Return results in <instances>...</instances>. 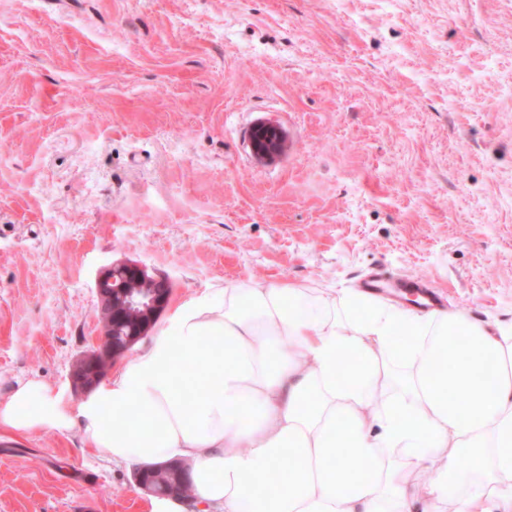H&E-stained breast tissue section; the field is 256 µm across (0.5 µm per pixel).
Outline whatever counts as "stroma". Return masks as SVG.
Masks as SVG:
<instances>
[{
  "instance_id": "obj_1",
  "label": "stroma",
  "mask_w": 512,
  "mask_h": 512,
  "mask_svg": "<svg viewBox=\"0 0 512 512\" xmlns=\"http://www.w3.org/2000/svg\"><path fill=\"white\" fill-rule=\"evenodd\" d=\"M122 258L175 306L382 268L512 323V0H0V398L79 401ZM135 470L1 435L0 512H145ZM284 143V131L280 126L272 122H258L250 132V150L261 159L271 160L280 155L283 151Z\"/></svg>"
}]
</instances>
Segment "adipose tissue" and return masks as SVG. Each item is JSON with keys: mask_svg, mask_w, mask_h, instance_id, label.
Returning <instances> with one entry per match:
<instances>
[{"mask_svg": "<svg viewBox=\"0 0 512 512\" xmlns=\"http://www.w3.org/2000/svg\"><path fill=\"white\" fill-rule=\"evenodd\" d=\"M39 430L116 466L187 464L193 497L148 512H512V324L228 283L80 403L35 378L0 399V431Z\"/></svg>", "mask_w": 512, "mask_h": 512, "instance_id": "obj_1", "label": "adipose tissue"}]
</instances>
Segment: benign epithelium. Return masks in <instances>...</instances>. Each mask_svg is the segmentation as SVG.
Returning <instances> with one entry per match:
<instances>
[{
  "label": "benign epithelium",
  "mask_w": 512,
  "mask_h": 512,
  "mask_svg": "<svg viewBox=\"0 0 512 512\" xmlns=\"http://www.w3.org/2000/svg\"><path fill=\"white\" fill-rule=\"evenodd\" d=\"M284 143V131L272 122H258L250 132V150L261 159L271 160L280 155ZM95 290L101 314V337L112 335L121 326L122 311L136 314L137 325L124 341H114L108 348L97 346L76 361L72 384L81 392H88L100 383L109 364L127 355L138 341L152 333L172 296V285L168 280L153 275L145 266L130 260L103 267L97 274Z\"/></svg>",
  "instance_id": "obj_1"
}]
</instances>
